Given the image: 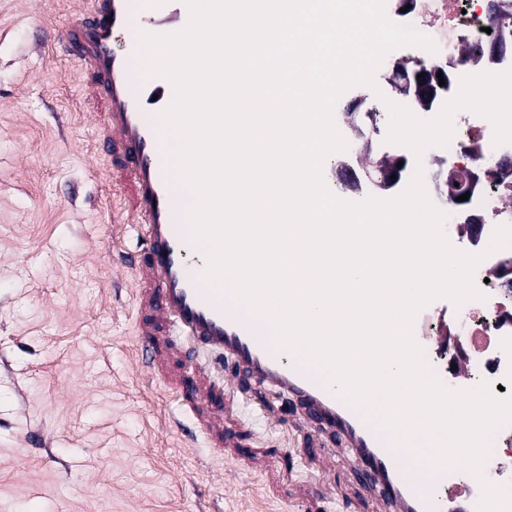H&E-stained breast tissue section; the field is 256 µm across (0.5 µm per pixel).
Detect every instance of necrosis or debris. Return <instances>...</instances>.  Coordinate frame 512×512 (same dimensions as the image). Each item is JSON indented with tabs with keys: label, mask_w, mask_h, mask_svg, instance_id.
Returning <instances> with one entry per match:
<instances>
[{
	"label": "necrosis or debris",
	"mask_w": 512,
	"mask_h": 512,
	"mask_svg": "<svg viewBox=\"0 0 512 512\" xmlns=\"http://www.w3.org/2000/svg\"><path fill=\"white\" fill-rule=\"evenodd\" d=\"M405 18L420 33L432 39L435 51L421 50L417 64L426 70L447 72L452 82L465 75L484 71L501 72L512 68V54L490 56L491 43L512 45V0H402ZM468 41L467 62H459L460 41ZM454 135L448 146L424 152L421 162L434 158H452L456 164L431 189L434 202L445 210L448 225L465 242L470 253L486 249L496 226L512 224V143L494 145L493 126L472 112L456 113ZM483 150L487 157L504 161L503 170L478 175L475 152ZM336 182L342 189L367 187L375 193L386 189L387 173L364 169L362 156L353 152L342 156L336 166ZM459 182L471 184L464 208H448L446 201ZM475 280L484 300L465 303L464 313H453L447 324L423 320L430 334L447 336L454 354L469 356L470 374L491 387H503L512 396V362L505 355L512 350V248L499 252L494 266H477Z\"/></svg>",
	"instance_id": "necrosis-or-debris-1"
}]
</instances>
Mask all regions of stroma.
Segmentation results:
<instances>
[{
	"label": "stroma",
	"mask_w": 512,
	"mask_h": 512,
	"mask_svg": "<svg viewBox=\"0 0 512 512\" xmlns=\"http://www.w3.org/2000/svg\"><path fill=\"white\" fill-rule=\"evenodd\" d=\"M73 0H0V512H373L336 435L265 385H228L213 352L183 345L182 377L208 371L241 428L276 454L287 486L213 452L160 376L138 369L121 278L138 240L119 183L91 150L103 108L62 43ZM354 87L388 127L398 83Z\"/></svg>",
	"instance_id": "obj_1"
}]
</instances>
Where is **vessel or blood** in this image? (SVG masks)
Listing matches in <instances>:
<instances>
[{"label": "vessel or blood", "instance_id": "1", "mask_svg": "<svg viewBox=\"0 0 512 512\" xmlns=\"http://www.w3.org/2000/svg\"><path fill=\"white\" fill-rule=\"evenodd\" d=\"M82 8L65 28L64 47L87 72V93L105 108L97 158L120 174L127 206L142 250L128 261L137 309V336L142 364L155 370L171 354L160 346L159 333L176 336L217 353L231 378L243 376L279 388L298 399L310 420L342 441L358 477L380 495L377 512H475L472 485L443 499L429 478L403 452L392 449L378 424L366 420L339 393L289 352L264 337L257 318L233 306L208 285L191 256L197 246L183 222L184 200L159 135V115L173 98L162 77L146 78L139 70L137 43L112 50L116 31L172 33L188 21L183 0H81ZM182 409L206 413L210 431L224 421V400L206 383L169 380Z\"/></svg>", "mask_w": 512, "mask_h": 512}]
</instances>
